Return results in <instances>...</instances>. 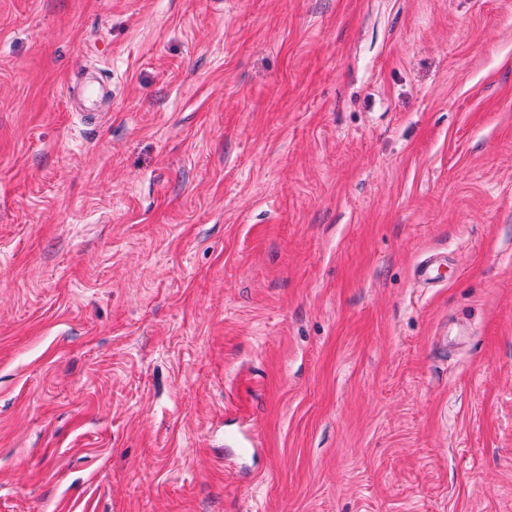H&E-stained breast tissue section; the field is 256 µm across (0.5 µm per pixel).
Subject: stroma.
I'll list each match as a JSON object with an SVG mask.
<instances>
[{
	"label": "stroma",
	"mask_w": 512,
	"mask_h": 512,
	"mask_svg": "<svg viewBox=\"0 0 512 512\" xmlns=\"http://www.w3.org/2000/svg\"><path fill=\"white\" fill-rule=\"evenodd\" d=\"M0 512H512V0H0Z\"/></svg>",
	"instance_id": "1"
}]
</instances>
